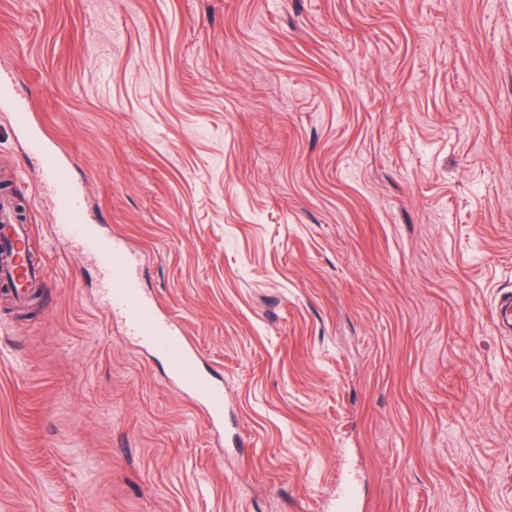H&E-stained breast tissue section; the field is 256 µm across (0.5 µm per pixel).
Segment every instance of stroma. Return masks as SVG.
Segmentation results:
<instances>
[{"mask_svg":"<svg viewBox=\"0 0 512 512\" xmlns=\"http://www.w3.org/2000/svg\"><path fill=\"white\" fill-rule=\"evenodd\" d=\"M0 76L233 413L216 452L53 237L0 287V512H512V0H0ZM493 321L497 330L504 335L512 334V292L502 293L494 306Z\"/></svg>","mask_w":512,"mask_h":512,"instance_id":"1","label":"stroma"}]
</instances>
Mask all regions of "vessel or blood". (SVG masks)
Listing matches in <instances>:
<instances>
[{"label":"vessel or blood","mask_w":512,"mask_h":512,"mask_svg":"<svg viewBox=\"0 0 512 512\" xmlns=\"http://www.w3.org/2000/svg\"><path fill=\"white\" fill-rule=\"evenodd\" d=\"M8 100L10 115L29 153L43 160L42 185L52 202L51 222L56 241L97 265L103 274L104 293L120 313L124 333L151 354L164 358L171 382L187 391L203 408L214 429H222L227 402L224 384L202 368L182 327L168 318L147 295L140 270V258L119 237L95 223L85 201L83 186L72 182L53 140L33 122L30 103L9 98L0 80V101ZM0 222L10 227L14 261L9 274L19 280L45 277L47 265L28 261L31 227L12 221L11 205L0 201ZM493 321L504 335L512 334V292L502 293L494 306Z\"/></svg>","instance_id":"vessel-or-blood-1"}]
</instances>
